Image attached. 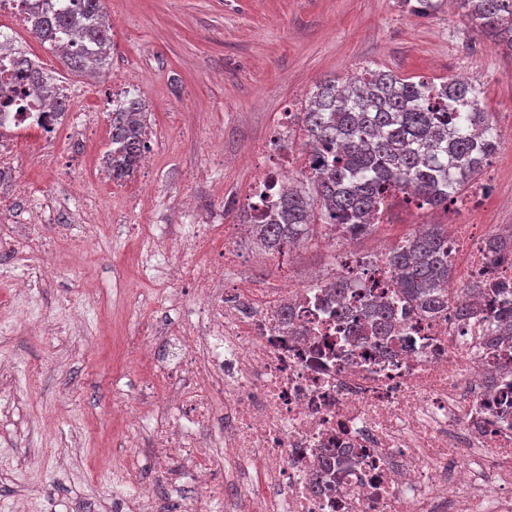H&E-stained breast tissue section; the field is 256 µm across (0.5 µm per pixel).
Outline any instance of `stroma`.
I'll return each instance as SVG.
<instances>
[{"instance_id": "35a3bbf8", "label": "stroma", "mask_w": 512, "mask_h": 512, "mask_svg": "<svg viewBox=\"0 0 512 512\" xmlns=\"http://www.w3.org/2000/svg\"><path fill=\"white\" fill-rule=\"evenodd\" d=\"M112 21L109 69L117 77L135 71L150 125L163 133L152 170L114 183L104 210L121 208L139 182L151 178L161 194L174 195L200 153L224 155V193L201 189L211 208L232 199L253 171L242 159L263 141L286 107L304 111L317 83L343 80L366 68L442 83L468 77L483 90L485 111L501 133L512 130V52L468 24L460 5L441 0L429 15H411L402 0H106ZM495 186L472 205L470 224L512 225V144H501L491 160ZM448 223L446 210L412 213L391 204L362 238L368 254L400 244L414 219ZM77 245L62 256L46 287L35 290L25 313L66 323L62 302L86 279L99 300L82 311L80 336H29L15 329L4 307L10 295L0 273V359L13 363L0 375V512H14L27 497L28 512H112L108 476L124 462L115 445L121 429L112 417L113 388L134 404L142 372L125 363L123 340L149 303L114 307L115 273L129 289L156 279L143 267V247L130 228L114 224L102 242ZM44 367L29 384L31 365ZM76 392L69 413L51 434L34 416L64 391Z\"/></svg>"}]
</instances>
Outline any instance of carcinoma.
<instances>
[{
	"instance_id": "cac0c4a2",
	"label": "carcinoma",
	"mask_w": 512,
	"mask_h": 512,
	"mask_svg": "<svg viewBox=\"0 0 512 512\" xmlns=\"http://www.w3.org/2000/svg\"><path fill=\"white\" fill-rule=\"evenodd\" d=\"M70 9L36 11L30 32L43 43L64 35L86 41L93 52L63 57L68 68L83 72L108 65L112 23L104 0H72ZM465 17L512 50V0H459ZM479 87L451 80L440 85L413 81L390 71L365 69L343 83L315 86L313 103L296 114L316 172L283 196L275 221L253 225L256 243L280 253L314 235L319 224H352L369 233L381 209L403 188L429 209H448V201L465 194L481 177L484 163L496 154L500 133L493 114L481 106ZM146 125L140 95L132 94L112 112L108 166L112 180L133 177L141 160ZM488 253L512 251V234L494 235ZM403 302L422 314L448 304L454 269L448 255V225L424 224L388 251ZM505 283L475 281L457 289L456 316L473 315L474 300L494 301L490 314L504 333H512V300ZM374 331L385 336L392 310L382 300L365 305Z\"/></svg>"
}]
</instances>
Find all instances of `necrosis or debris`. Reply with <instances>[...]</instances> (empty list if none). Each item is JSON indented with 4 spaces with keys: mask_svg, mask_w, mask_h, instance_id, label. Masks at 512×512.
Masks as SVG:
<instances>
[{
    "mask_svg": "<svg viewBox=\"0 0 512 512\" xmlns=\"http://www.w3.org/2000/svg\"><path fill=\"white\" fill-rule=\"evenodd\" d=\"M13 56L0 52V98L28 92L29 105L0 107V256L23 270L13 297L49 278L51 252L64 248L47 189L19 172L18 145L50 176L66 173L58 136L96 151V134L126 91L108 86L100 105L82 110L83 87L62 81V110L17 81ZM293 112L282 113L249 156L252 180L236 204L249 223L271 221L289 180H303L316 163L297 143ZM216 160L205 157L179 191L178 230L143 223L157 198L138 188L122 206L152 255L165 259L156 306L176 312L158 332L139 322L125 342L127 356L146 369L145 388L121 438L126 463L112 488L126 512H154L160 489L205 491V504L186 494L173 512H512V339L486 346L496 323L487 313L462 321L453 307L434 315L400 298L383 253L357 265L354 238L325 224L319 241L329 263L300 277L292 258L277 254L278 274L253 281L240 271L251 258L246 224L220 209L200 212L195 186L210 182ZM75 184L71 197L98 244L105 224L100 192ZM25 201L23 224L11 221ZM491 224H452L448 249L470 254V279L512 283V254L494 258ZM343 284L350 306L372 297L393 305L392 333L379 352L359 319L341 321L331 289ZM150 445L154 477L139 478L140 450Z\"/></svg>",
    "mask_w": 512,
    "mask_h": 512,
    "instance_id": "obj_1",
    "label": "necrosis or debris"
}]
</instances>
